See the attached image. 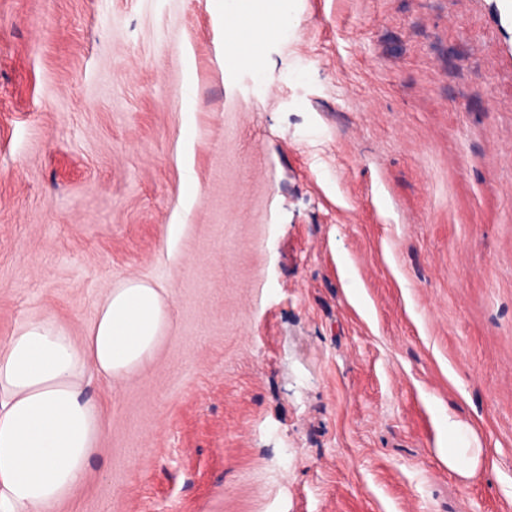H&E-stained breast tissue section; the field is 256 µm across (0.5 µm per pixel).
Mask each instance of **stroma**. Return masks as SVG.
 <instances>
[{
	"label": "stroma",
	"instance_id": "stroma-1",
	"mask_svg": "<svg viewBox=\"0 0 512 512\" xmlns=\"http://www.w3.org/2000/svg\"><path fill=\"white\" fill-rule=\"evenodd\" d=\"M229 24L0 0V342L169 309L50 512H512V0H290L260 72ZM448 469L463 478L472 477L483 462V448L468 424L448 421Z\"/></svg>",
	"mask_w": 512,
	"mask_h": 512
}]
</instances>
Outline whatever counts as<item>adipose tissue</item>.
Listing matches in <instances>:
<instances>
[{"mask_svg": "<svg viewBox=\"0 0 512 512\" xmlns=\"http://www.w3.org/2000/svg\"><path fill=\"white\" fill-rule=\"evenodd\" d=\"M219 7L232 18L227 53L261 68L256 47L287 21L279 0H221ZM166 325L160 290L131 280L103 295L81 342L53 319L35 317L0 343V512H46L83 483L102 436L90 378L109 383L134 373ZM446 462L464 478L481 466L469 425L449 422Z\"/></svg>", "mask_w": 512, "mask_h": 512, "instance_id": "adipose-tissue-1", "label": "adipose tissue"}]
</instances>
